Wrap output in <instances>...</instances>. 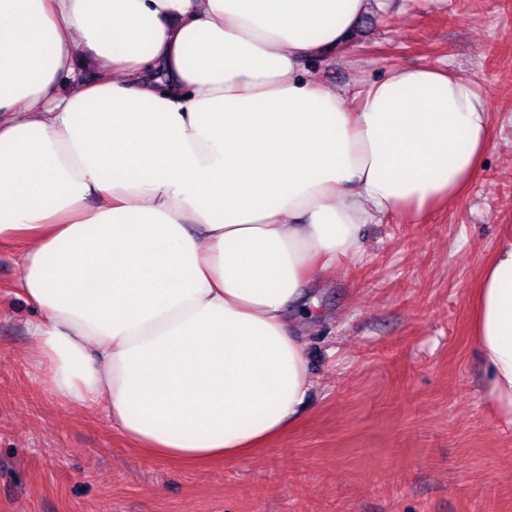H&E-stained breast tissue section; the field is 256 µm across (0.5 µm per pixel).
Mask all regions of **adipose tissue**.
<instances>
[{"mask_svg": "<svg viewBox=\"0 0 512 512\" xmlns=\"http://www.w3.org/2000/svg\"><path fill=\"white\" fill-rule=\"evenodd\" d=\"M371 0H0V245L44 387L147 455L234 459L312 388L285 313L364 225L464 194L491 136L468 77L338 88L308 62ZM95 80L77 73V59ZM471 332L512 422V227Z\"/></svg>", "mask_w": 512, "mask_h": 512, "instance_id": "ef3b65f1", "label": "adipose tissue"}]
</instances>
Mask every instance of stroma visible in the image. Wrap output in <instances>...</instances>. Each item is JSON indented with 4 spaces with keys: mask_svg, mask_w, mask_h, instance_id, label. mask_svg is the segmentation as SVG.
<instances>
[{
    "mask_svg": "<svg viewBox=\"0 0 512 512\" xmlns=\"http://www.w3.org/2000/svg\"><path fill=\"white\" fill-rule=\"evenodd\" d=\"M475 80L491 140L456 202L415 222L363 228V253L289 309L312 389L295 427L264 448L200 465L144 457L97 409L41 382L0 247V512H512V424L495 412L469 334L472 293L512 225V0H390L335 57L310 62L343 87L393 65Z\"/></svg>",
    "mask_w": 512,
    "mask_h": 512,
    "instance_id": "1",
    "label": "stroma"
}]
</instances>
